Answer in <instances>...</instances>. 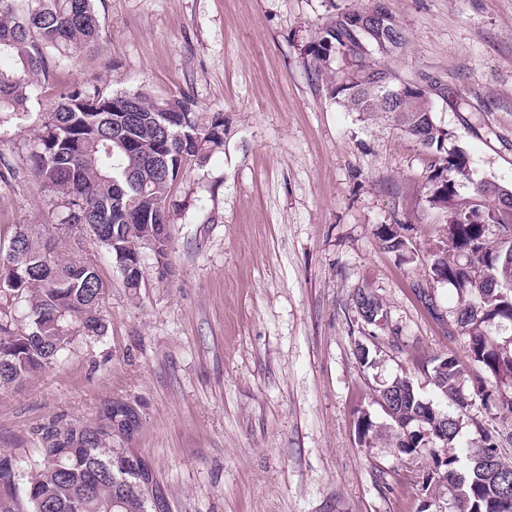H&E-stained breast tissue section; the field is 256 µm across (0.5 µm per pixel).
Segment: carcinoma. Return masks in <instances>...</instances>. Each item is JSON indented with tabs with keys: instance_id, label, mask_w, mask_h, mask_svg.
I'll return each instance as SVG.
<instances>
[{
	"instance_id": "carcinoma-1",
	"label": "carcinoma",
	"mask_w": 512,
	"mask_h": 512,
	"mask_svg": "<svg viewBox=\"0 0 512 512\" xmlns=\"http://www.w3.org/2000/svg\"><path fill=\"white\" fill-rule=\"evenodd\" d=\"M93 0H0V129L20 127L28 103L49 81L52 67L96 45L101 25ZM340 12L319 28L314 60L330 61L332 98L353 112L400 110L402 132L436 150L427 202L448 214L443 244L426 247L432 277L457 291L450 336L467 337L472 393L462 392L467 367L453 356L433 359L431 380L446 403L426 399L407 376L379 390L395 431L399 454L420 448L430 464L422 490L448 485L457 512H512V335L491 329L512 325V202L497 184L481 181L469 193V160L442 146L448 133L429 120L425 91L405 85L398 102L374 53L392 34L349 27ZM224 146V118L206 116L185 95L112 92L96 84L59 90L27 153L30 172L57 194V223L24 224L0 255V388L19 386L61 358L78 336H102L106 286L77 248L58 250L61 240L88 234L116 266L138 267L124 281L137 292L151 254L160 276L168 271L167 199L172 186ZM150 216V220L143 216ZM381 231L384 248L405 246L400 230ZM491 411L470 416L472 399ZM140 416L121 400L104 406L90 424L52 419L36 430L42 459L19 485L16 459L0 453V470L14 481L0 483V512H171L168 492L132 444Z\"/></svg>"
}]
</instances>
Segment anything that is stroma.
I'll list each match as a JSON object with an SVG mask.
<instances>
[{
    "instance_id": "obj_1",
    "label": "stroma",
    "mask_w": 512,
    "mask_h": 512,
    "mask_svg": "<svg viewBox=\"0 0 512 512\" xmlns=\"http://www.w3.org/2000/svg\"><path fill=\"white\" fill-rule=\"evenodd\" d=\"M378 5L406 37L381 64L426 90L473 180L512 188V0H94L97 48L55 68L0 138L15 170L0 180V248L55 208L23 158L58 89L94 80L187 95L223 114L224 146L170 192L166 277L146 259L130 294L112 257L81 239L107 286V332L0 388V452L28 464L37 427L92 420L120 398L140 413L135 446L173 512H456L447 490L422 491L426 453L403 457L379 438L390 419L375 401L404 375L434 397L432 358L465 354L444 327L456 290L423 256L447 220L427 202L433 153L395 113L338 104L311 55L336 13ZM398 223L406 245L385 251L378 230ZM363 294L380 304L377 322Z\"/></svg>"
}]
</instances>
